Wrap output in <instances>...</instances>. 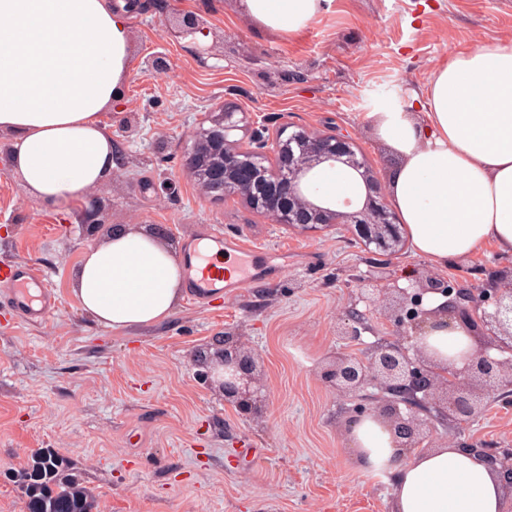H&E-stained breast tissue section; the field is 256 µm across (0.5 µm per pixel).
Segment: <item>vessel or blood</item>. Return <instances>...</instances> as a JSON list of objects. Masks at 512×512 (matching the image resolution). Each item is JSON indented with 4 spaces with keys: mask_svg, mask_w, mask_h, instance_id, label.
I'll list each match as a JSON object with an SVG mask.
<instances>
[{
    "mask_svg": "<svg viewBox=\"0 0 512 512\" xmlns=\"http://www.w3.org/2000/svg\"><path fill=\"white\" fill-rule=\"evenodd\" d=\"M213 241L219 254H234L236 266L234 273L213 278L211 272L201 271L205 255L196 242L186 241L179 252L178 259L187 274V298L193 303H205L210 300L217 288H224L226 295H234L238 288L249 282L265 278L267 266L260 261L259 251L239 247L238 243L224 240L221 235H214ZM41 272L32 264L20 263L13 267L6 283V291L0 296L13 314L25 322L46 320L54 309L50 292L41 282Z\"/></svg>",
    "mask_w": 512,
    "mask_h": 512,
    "instance_id": "1",
    "label": "vessel or blood"
}]
</instances>
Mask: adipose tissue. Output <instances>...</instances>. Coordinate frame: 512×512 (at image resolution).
I'll return each instance as SVG.
<instances>
[{
    "mask_svg": "<svg viewBox=\"0 0 512 512\" xmlns=\"http://www.w3.org/2000/svg\"><path fill=\"white\" fill-rule=\"evenodd\" d=\"M262 27L299 33L323 0H244ZM134 63L130 24L111 0H0V157L33 196L82 200L115 166L101 121ZM428 110L379 112V138L401 158L389 187L415 253L440 264L484 244L512 255V40L451 56L426 91ZM171 247L130 226L82 254L72 292L98 324H158L181 298ZM358 461L394 476L391 512H504L505 483L476 455L447 446L396 460L383 423L351 433Z\"/></svg>",
    "mask_w": 512,
    "mask_h": 512,
    "instance_id": "obj_1",
    "label": "adipose tissue"
}]
</instances>
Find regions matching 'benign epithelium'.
I'll list each match as a JSON object with an SVG mask.
<instances>
[{
	"instance_id": "obj_1",
	"label": "benign epithelium",
	"mask_w": 512,
	"mask_h": 512,
	"mask_svg": "<svg viewBox=\"0 0 512 512\" xmlns=\"http://www.w3.org/2000/svg\"><path fill=\"white\" fill-rule=\"evenodd\" d=\"M205 122L208 126H200L184 162L205 191L238 198L272 224L302 230L343 224L381 255L393 256L402 248L404 227L390 212L378 180L350 137L300 129L269 141L255 131L256 147L242 149L229 140L242 122L234 107L223 105ZM326 163L344 165L360 176L365 190L361 202L347 199L341 210L317 203L320 193L312 171ZM408 281L402 287L398 278H390L381 288L371 279L360 281V298L381 308L393 335L369 344L362 358L336 354L320 372L321 381L340 394L378 389L380 397L354 405L348 427L378 418L404 452L424 447L431 436L430 413L466 425L492 395L512 391V268L499 270L478 292L427 269L415 270ZM431 295L444 302L427 306ZM441 328L466 330L476 343L474 350L457 359L429 350L428 336ZM336 337L345 343L361 340L360 324L341 318ZM256 375L257 363L243 342L226 336L218 362L201 363L196 377L207 386L218 384L224 402L240 413L257 415L262 403L251 390ZM460 447L497 469L512 494V448H489L475 440Z\"/></svg>"
}]
</instances>
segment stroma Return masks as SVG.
<instances>
[{"label":"stroma","instance_id":"1","mask_svg":"<svg viewBox=\"0 0 512 512\" xmlns=\"http://www.w3.org/2000/svg\"><path fill=\"white\" fill-rule=\"evenodd\" d=\"M186 15L203 29L176 26ZM129 22L135 66L104 116L117 147L111 177L81 202L52 205L0 167V276L34 264L58 303L39 325L0 305V512H37L65 476L95 512H390V474L362 469L346 434L354 397L319 372L344 349L338 315L363 319L352 356L391 333L382 310L359 301L357 278L407 275L425 258L408 245L393 258L371 253L342 228L271 224L205 193L183 163L201 119L228 102L244 114L233 139L285 127L346 134L388 185L401 159L377 136L374 113L426 111L436 66L512 36V0H325L291 36L261 29L243 0H154ZM157 59L166 70L149 72ZM95 208L102 223L86 227ZM128 225L166 227L177 249L210 225L265 249L275 274L115 332L81 310L71 283L83 251ZM510 266L487 245L437 273L479 288ZM224 335L259 362L262 415L242 416L196 380L198 359ZM433 438L512 447V395Z\"/></svg>","mask_w":512,"mask_h":512}]
</instances>
